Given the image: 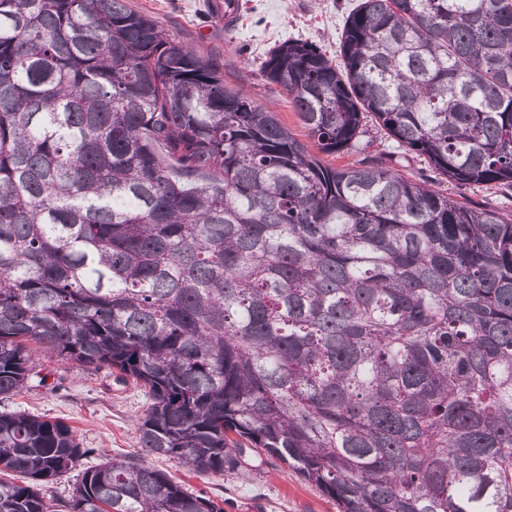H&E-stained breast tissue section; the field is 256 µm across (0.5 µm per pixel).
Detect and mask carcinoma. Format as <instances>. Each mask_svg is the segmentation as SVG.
I'll return each instance as SVG.
<instances>
[{
    "label": "carcinoma",
    "mask_w": 512,
    "mask_h": 512,
    "mask_svg": "<svg viewBox=\"0 0 512 512\" xmlns=\"http://www.w3.org/2000/svg\"><path fill=\"white\" fill-rule=\"evenodd\" d=\"M262 74L318 152L128 0H0V399L38 356L146 399L60 500L91 449L0 412V512H224L146 458L263 456L338 512H512V214L439 188L512 189V0H358Z\"/></svg>",
    "instance_id": "cac0c4a2"
}]
</instances>
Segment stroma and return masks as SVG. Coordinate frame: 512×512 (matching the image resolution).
Instances as JSON below:
<instances>
[{
	"instance_id": "1",
	"label": "stroma",
	"mask_w": 512,
	"mask_h": 512,
	"mask_svg": "<svg viewBox=\"0 0 512 512\" xmlns=\"http://www.w3.org/2000/svg\"><path fill=\"white\" fill-rule=\"evenodd\" d=\"M215 0H128L152 16L199 55L220 65L227 87L246 91L269 107L297 138L303 125L280 87L261 75L272 47L288 39L311 41L335 56L344 20L356 0H238L239 22L225 31L223 18L209 15ZM46 385L31 386L0 400L1 410H24L63 420L75 431L88 456L80 468L97 464L102 455L135 454L137 419L144 396L117 385L106 371H86L71 363L41 361ZM153 466L186 487L202 491L223 504L224 512H336L335 504L298 474L273 459L252 460L232 475H197L166 458Z\"/></svg>"
}]
</instances>
